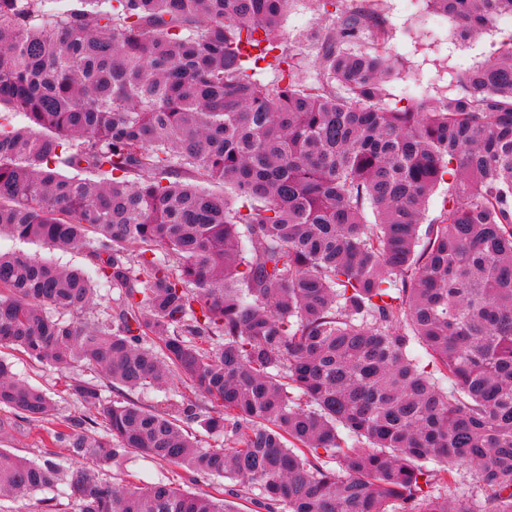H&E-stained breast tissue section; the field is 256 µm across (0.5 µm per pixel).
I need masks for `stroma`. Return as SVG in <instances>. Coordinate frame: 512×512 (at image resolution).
Listing matches in <instances>:
<instances>
[{
    "label": "stroma",
    "mask_w": 512,
    "mask_h": 512,
    "mask_svg": "<svg viewBox=\"0 0 512 512\" xmlns=\"http://www.w3.org/2000/svg\"><path fill=\"white\" fill-rule=\"evenodd\" d=\"M370 5L386 30L384 50L396 62L387 84L396 99L406 91L421 96L457 92L462 70L483 63L512 36V26L500 24L475 38L461 37L455 21L420 10L411 0H371ZM320 27L316 0H291L281 32L285 41L299 49L312 78L319 71L314 43ZM10 360L17 377L52 396L58 411L39 424L1 409L0 448L40 463L53 458L57 451L47 439V429L55 427L59 418L82 413L84 407L64 394V377L56 368L17 353ZM129 471L143 481L160 480L190 492H208L212 484L208 478L188 482L181 468L135 452L125 456L122 466H107L98 474L103 481L117 485Z\"/></svg>",
    "instance_id": "obj_1"
}]
</instances>
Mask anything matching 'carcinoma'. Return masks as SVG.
Listing matches in <instances>:
<instances>
[{"label": "carcinoma", "instance_id": "1", "mask_svg": "<svg viewBox=\"0 0 512 512\" xmlns=\"http://www.w3.org/2000/svg\"><path fill=\"white\" fill-rule=\"evenodd\" d=\"M289 2L76 0L51 18L0 0V108L27 119L0 123V237L89 263L0 252V354L116 389L66 378L102 431L65 417L56 461L1 448L0 497L233 512L221 486L115 487L67 465L135 450L269 512H512V38L459 93L392 107V60L348 49L374 13L319 0L308 82L281 38ZM426 2L465 37L512 15V0ZM97 281L113 305L91 320ZM175 378L164 404L123 393ZM0 408L55 414L2 357ZM464 469L474 490L450 507L435 488ZM21 247L31 254H36L42 259L60 266L80 267L86 262L84 256L78 252L54 249L41 243L23 244ZM224 489L233 490V494H224V499L235 512H267L256 502V496L236 486L231 480L223 479Z\"/></svg>", "mask_w": 512, "mask_h": 512}]
</instances>
